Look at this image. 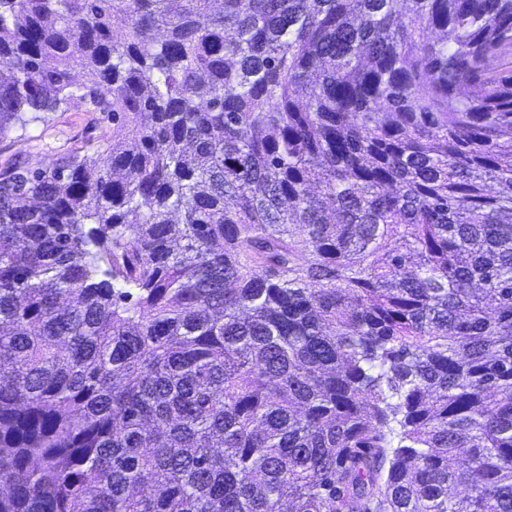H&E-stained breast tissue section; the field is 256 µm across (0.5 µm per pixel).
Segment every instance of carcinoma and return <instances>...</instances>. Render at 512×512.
<instances>
[{"mask_svg": "<svg viewBox=\"0 0 512 512\" xmlns=\"http://www.w3.org/2000/svg\"><path fill=\"white\" fill-rule=\"evenodd\" d=\"M511 54L512 0H0V139L112 122L0 173V512H512ZM100 118L99 112L62 110L26 132H12L0 140V169L10 164L50 168L74 148L103 144L112 137V122Z\"/></svg>", "mask_w": 512, "mask_h": 512, "instance_id": "obj_1", "label": "carcinoma"}]
</instances>
